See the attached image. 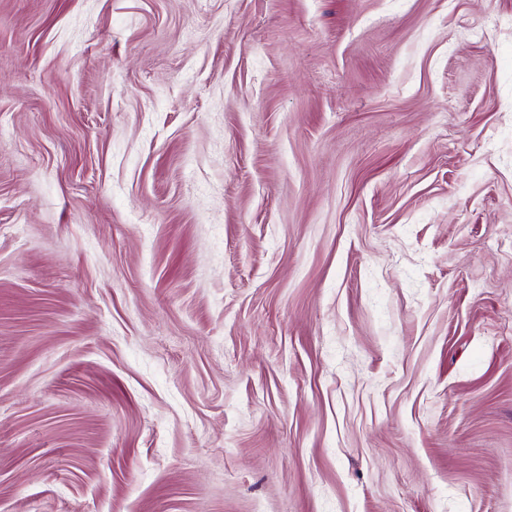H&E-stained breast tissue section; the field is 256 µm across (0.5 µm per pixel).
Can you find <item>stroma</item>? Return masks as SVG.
Masks as SVG:
<instances>
[{
  "label": "stroma",
  "instance_id": "35a3bbf8",
  "mask_svg": "<svg viewBox=\"0 0 512 512\" xmlns=\"http://www.w3.org/2000/svg\"><path fill=\"white\" fill-rule=\"evenodd\" d=\"M0 512H512V0H0Z\"/></svg>",
  "mask_w": 512,
  "mask_h": 512
}]
</instances>
